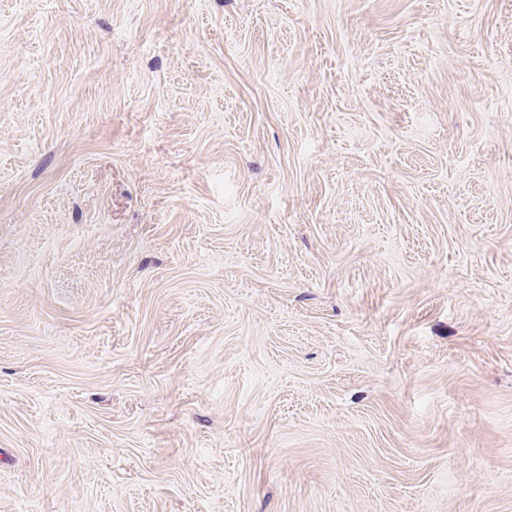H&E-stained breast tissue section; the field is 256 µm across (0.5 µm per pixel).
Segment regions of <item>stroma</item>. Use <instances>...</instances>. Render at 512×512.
Wrapping results in <instances>:
<instances>
[{
	"mask_svg": "<svg viewBox=\"0 0 512 512\" xmlns=\"http://www.w3.org/2000/svg\"><path fill=\"white\" fill-rule=\"evenodd\" d=\"M0 512H512V0H0Z\"/></svg>",
	"mask_w": 512,
	"mask_h": 512,
	"instance_id": "1",
	"label": "stroma"
}]
</instances>
